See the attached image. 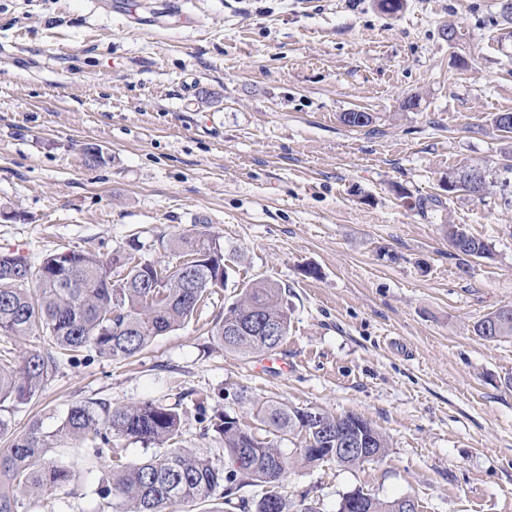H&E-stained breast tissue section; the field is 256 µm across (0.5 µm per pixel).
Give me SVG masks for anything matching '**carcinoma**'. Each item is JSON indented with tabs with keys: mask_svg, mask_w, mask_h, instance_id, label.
Segmentation results:
<instances>
[{
	"mask_svg": "<svg viewBox=\"0 0 512 512\" xmlns=\"http://www.w3.org/2000/svg\"><path fill=\"white\" fill-rule=\"evenodd\" d=\"M341 122L348 127H364L371 122L367 112H343ZM462 229L448 226V240L461 254L482 258L489 246L463 235ZM172 245L183 256H199L189 268L168 275L166 288L151 287L156 270L141 265L135 254H127L116 264L110 255L72 251L50 256L37 272H15L17 259L0 261V336H43L47 345L33 347L21 359L10 349L0 351V404H24L38 393L57 370L60 357L90 352L101 358L125 360L141 353L157 336L172 331L189 320L213 288L224 286V249L217 239L206 235L180 234ZM128 270L120 284L111 283L112 272ZM37 276V294L27 288ZM503 309L489 314L474 326L477 336L487 341L512 338V316L502 319ZM260 315L279 325L282 335L274 340L245 332L227 336V327L246 325ZM290 316L286 288L261 279L248 284L238 300L224 308L213 335L225 349L242 355H262L275 351L288 336ZM251 415L282 438L303 435L301 447L286 455L271 440L257 437L252 428L237 417L214 418L197 405L202 435L213 432L223 442L224 467H217L209 455L180 447L183 436L181 400L174 403L145 401L112 406L108 400L72 404L57 428L46 432L35 423L19 435L9 434V424L0 419V437L8 445L0 448V512H24L18 495L21 487L57 490L78 480L70 466L46 461L53 448L84 446L83 461L93 468L103 457L109 464L101 475L96 493L111 512H188V508L220 500L225 512H290L288 500L278 491L288 468L309 466L327 458L329 448L313 428H300L305 408L273 400L252 402ZM329 424L353 438L362 439L372 450L383 454L386 437L357 414L335 416L319 409ZM126 438L152 449L149 457L136 463L123 462L114 439ZM244 486L264 488L260 497L235 499ZM402 499L370 497L364 512H402Z\"/></svg>",
	"mask_w": 512,
	"mask_h": 512,
	"instance_id": "carcinoma-1",
	"label": "carcinoma"
}]
</instances>
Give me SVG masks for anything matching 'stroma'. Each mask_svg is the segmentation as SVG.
I'll return each instance as SVG.
<instances>
[{"label":"stroma","mask_w":512,"mask_h":512,"mask_svg":"<svg viewBox=\"0 0 512 512\" xmlns=\"http://www.w3.org/2000/svg\"><path fill=\"white\" fill-rule=\"evenodd\" d=\"M141 0L151 29L113 0H0V251L39 265L65 250L138 245L175 267L179 234L206 232L228 278L181 327L135 358L61 362L27 403L0 405L12 433L53 431L75 402L183 393L182 445L197 404L243 416V393L383 432V456L290 467L280 485L337 512L356 489L409 496L419 512H512V338L476 322L512 306V18L505 0ZM370 113L363 128L341 113ZM103 149L89 159V145ZM485 169L481 196L451 172ZM454 224L490 247L457 252ZM288 289L273 353L224 349L212 330L252 280ZM75 485L24 490L29 512H102L100 468L78 451Z\"/></svg>","instance_id":"stroma-1"}]
</instances>
